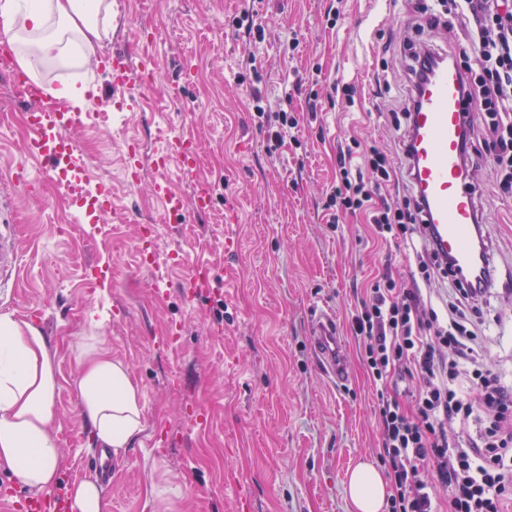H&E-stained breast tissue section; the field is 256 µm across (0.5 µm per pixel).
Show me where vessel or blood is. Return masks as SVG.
<instances>
[{"instance_id": "obj_1", "label": "vessel or blood", "mask_w": 512, "mask_h": 512, "mask_svg": "<svg viewBox=\"0 0 512 512\" xmlns=\"http://www.w3.org/2000/svg\"><path fill=\"white\" fill-rule=\"evenodd\" d=\"M125 52L113 53L105 69L112 75L113 97L126 96L134 87L151 84L155 66L151 59L132 65ZM0 73L9 76L29 106L31 136L25 145L27 157L42 161L44 176L66 194L92 198L103 204L105 190L89 191L79 164V144L71 132L85 120L83 107L49 109L45 90L14 68L7 50H0ZM470 109L463 69L456 61L436 67L419 82L409 105V169L413 190L423 206L426 231L435 249L448 260L462 280L477 278L492 283L490 258L480 253L474 229L480 212L471 172L466 164L465 117ZM177 162L187 175L197 169L196 148L185 138L173 139L155 161L158 172ZM18 244L13 225H0V280L14 274ZM313 345L323 369L336 382H344L346 368L339 356L336 317L318 310L313 324Z\"/></svg>"}]
</instances>
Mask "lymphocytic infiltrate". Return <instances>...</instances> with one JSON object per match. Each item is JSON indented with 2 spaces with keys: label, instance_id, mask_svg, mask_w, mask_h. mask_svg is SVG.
Returning a JSON list of instances; mask_svg holds the SVG:
<instances>
[{
  "label": "lymphocytic infiltrate",
  "instance_id": "1",
  "mask_svg": "<svg viewBox=\"0 0 512 512\" xmlns=\"http://www.w3.org/2000/svg\"><path fill=\"white\" fill-rule=\"evenodd\" d=\"M445 13L465 20L473 47L462 65L474 108L466 133L483 132L498 193L512 196V0H439ZM407 141L395 148L350 138L339 152L336 184L326 207L360 215L377 238L418 240V277L401 287L381 275L351 318L369 376L379 383L380 459L392 487L388 512H437L438 490L448 512H512V388L483 369L484 341L476 318L481 286L456 285L442 308L423 290L449 278L418 225L421 207L391 206L386 194L404 179ZM415 385L406 408L391 387ZM476 434L461 437L469 423Z\"/></svg>",
  "mask_w": 512,
  "mask_h": 512
}]
</instances>
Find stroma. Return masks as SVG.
Masks as SVG:
<instances>
[{"label": "stroma", "mask_w": 512, "mask_h": 512, "mask_svg": "<svg viewBox=\"0 0 512 512\" xmlns=\"http://www.w3.org/2000/svg\"><path fill=\"white\" fill-rule=\"evenodd\" d=\"M422 0H112L98 57L137 49L156 64L139 104L97 111L109 93L97 64L43 63L31 79L78 81L90 114L77 130L89 188L111 191V212L75 223L80 204L44 182L22 196L6 169L24 160L23 106L0 76V220L15 225L21 266L0 288V312L37 323L56 353L59 446L53 491L96 478L76 382L75 341L95 316L113 359L141 393L142 432L112 459L106 512H352L346 474L379 464L377 388L349 317L383 269L411 280L409 248L376 240L360 217L327 223L323 206L345 139L398 140L410 55H451L463 21L421 14ZM336 6V26L325 12ZM264 29L263 41L248 33ZM385 85H378V78ZM353 86L354 100L338 88ZM294 113L283 143L253 112L254 98ZM191 139L195 176L170 164L166 180L187 206L168 211L154 160L170 139ZM474 183L489 234L496 288L488 291L485 369L512 384V198L498 197L486 157ZM137 165L139 184L127 170ZM209 210L189 208L195 178ZM154 227L139 242L140 226ZM236 248L225 252V237ZM197 266L210 283L189 292ZM99 276H91V269ZM336 316L350 369L337 384L311 345L314 313ZM182 333L166 341L169 325Z\"/></svg>", "instance_id": "1"}]
</instances>
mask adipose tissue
Wrapping results in <instances>:
<instances>
[{"instance_id": "obj_1", "label": "adipose tissue", "mask_w": 512, "mask_h": 512, "mask_svg": "<svg viewBox=\"0 0 512 512\" xmlns=\"http://www.w3.org/2000/svg\"><path fill=\"white\" fill-rule=\"evenodd\" d=\"M112 25L111 0H0V27L10 35L17 65L34 59L90 60ZM74 356L82 415L94 446L130 447L142 431L139 393L126 367L113 360L102 337H80ZM58 392L54 351L32 321L0 313V467L29 493L49 491L65 465L55 428ZM354 512H382L387 486L370 463L348 473Z\"/></svg>"}]
</instances>
